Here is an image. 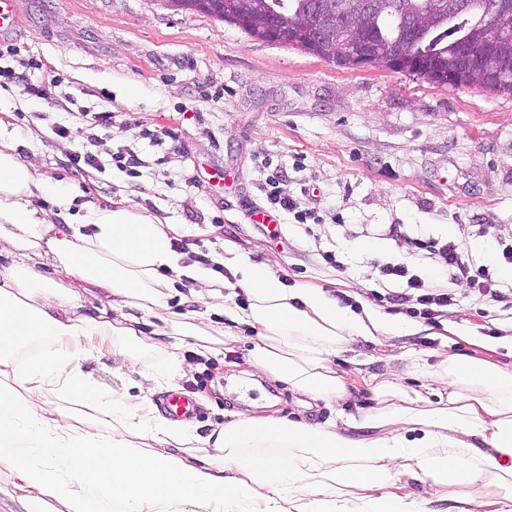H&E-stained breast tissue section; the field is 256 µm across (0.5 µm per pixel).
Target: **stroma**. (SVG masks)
Returning <instances> with one entry per match:
<instances>
[{"instance_id": "stroma-1", "label": "stroma", "mask_w": 512, "mask_h": 512, "mask_svg": "<svg viewBox=\"0 0 512 512\" xmlns=\"http://www.w3.org/2000/svg\"><path fill=\"white\" fill-rule=\"evenodd\" d=\"M19 26L1 39L17 57L0 65L22 69L24 84L46 86L44 97L24 85L0 86V135L20 157H36L39 174L68 186L70 210L56 220L67 231L74 213L126 199L145 214L181 228V267L220 261L225 246L266 265L289 287L323 288L337 305L368 308L411 324L389 342V361L360 339L340 351L337 370L351 382L335 406L298 403L287 384L246 375V349L257 340L231 312L249 297L232 271L224 273V307L205 310L187 278L170 291L173 312L206 314L213 329H231L229 351L197 356L176 383L199 405L185 423L207 437L250 403L274 416L323 423L343 413L362 416L372 403L368 380L393 379L425 392V368L442 353L470 356L483 343L512 369V277L504 275L502 245L512 240V94L440 86L404 73L344 69L296 48L261 42L236 26L200 13H174L150 0H18ZM108 111L109 126L90 128ZM68 130L67 137L57 128ZM95 133L97 146L87 135ZM68 149H61V142ZM96 149L101 169L76 168L73 153ZM133 150L145 165L131 177L114 153ZM297 204L278 211L277 225L260 223L272 173ZM315 222L299 223L298 212ZM475 265L488 266L499 300L450 281L415 240H445V225ZM375 243L364 253L363 242ZM402 263L412 273L434 271L430 287L453 303L428 320L374 301L372 291L398 292L383 276ZM100 389H120L128 377L105 358L62 365Z\"/></svg>"}]
</instances>
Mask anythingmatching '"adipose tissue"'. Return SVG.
I'll return each instance as SVG.
<instances>
[{
	"label": "adipose tissue",
	"instance_id": "ef3b65f1",
	"mask_svg": "<svg viewBox=\"0 0 512 512\" xmlns=\"http://www.w3.org/2000/svg\"><path fill=\"white\" fill-rule=\"evenodd\" d=\"M45 193L55 195L57 209L70 208V193L39 177L36 158H21L0 136V253L12 257L0 268V464L37 490L30 512H49L50 499L61 497L69 512H100V502L115 497L141 512L161 494L194 512L227 498L285 512L283 484L304 492L295 512H322V497L343 487L380 512H421L408 489L413 481L430 494L465 491L463 512H512V370L483 358L443 355L426 371V396L392 379L375 382L373 405L358 419L310 424L254 412L204 439L153 405L132 406L127 390L104 391L79 373H62L67 359L108 354L122 376L147 354L156 361L138 390L171 386L187 372L180 337H195L197 355L207 358L233 335L227 330L218 340L205 322L170 317L167 293L183 274L172 225L124 199L88 209L59 235L54 211L31 205ZM39 258L51 261L57 278L36 272ZM224 265L241 275L249 294L243 317L259 336L246 363L288 384L298 402H340L347 383L336 354L359 338L387 346L409 329L368 309H341L323 289L287 287L267 266L234 253ZM81 283L111 288V311L80 315ZM129 308L158 322L156 337L126 317ZM35 340L39 348L17 360ZM172 445L183 455L167 454ZM274 447L287 455H271ZM57 462L75 476L71 487L55 481ZM228 464L232 475L212 479L210 469Z\"/></svg>",
	"mask_w": 512,
	"mask_h": 512
}]
</instances>
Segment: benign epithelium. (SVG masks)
Instances as JSON below:
<instances>
[{
  "mask_svg": "<svg viewBox=\"0 0 512 512\" xmlns=\"http://www.w3.org/2000/svg\"><path fill=\"white\" fill-rule=\"evenodd\" d=\"M378 0H359L355 7L314 0L307 12L283 25L269 13L265 0H224V21L253 29L270 40L289 38L307 51L326 61L335 60L329 34L335 28H355L357 40L350 45V55L360 67L413 72L433 83L448 86L478 85L503 88L512 84V58L496 54L502 36L501 25L484 38L482 51L470 54L446 68H437L414 51V42L398 47L379 48L367 38L366 19L376 12Z\"/></svg>",
  "mask_w": 512,
  "mask_h": 512,
  "instance_id": "1",
  "label": "benign epithelium"
}]
</instances>
